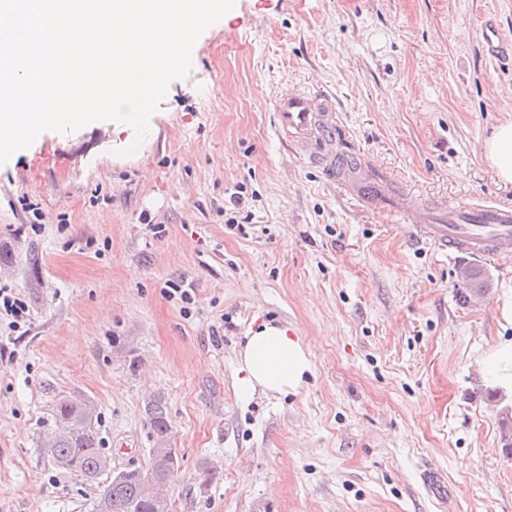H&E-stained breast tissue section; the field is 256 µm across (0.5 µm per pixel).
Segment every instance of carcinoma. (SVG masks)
Returning <instances> with one entry per match:
<instances>
[{"label":"carcinoma","mask_w":512,"mask_h":512,"mask_svg":"<svg viewBox=\"0 0 512 512\" xmlns=\"http://www.w3.org/2000/svg\"><path fill=\"white\" fill-rule=\"evenodd\" d=\"M155 442L162 445L170 431L166 402L152 395L145 402ZM96 409L70 397L59 398L52 408L48 440L43 444L49 464L66 473L87 480L97 479L106 471L109 456L102 447ZM155 457H150L148 471L128 468L120 481L110 480L92 503V512H98L105 500L111 512H158L153 496Z\"/></svg>","instance_id":"cac0c4a2"}]
</instances>
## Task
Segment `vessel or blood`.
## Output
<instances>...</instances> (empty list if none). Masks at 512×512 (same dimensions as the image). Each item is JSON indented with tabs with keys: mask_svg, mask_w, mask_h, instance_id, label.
I'll list each match as a JSON object with an SVG mask.
<instances>
[{
	"mask_svg": "<svg viewBox=\"0 0 512 512\" xmlns=\"http://www.w3.org/2000/svg\"><path fill=\"white\" fill-rule=\"evenodd\" d=\"M275 131L286 142L295 144L329 179L337 180L342 193L364 197L374 192L373 179L355 176L338 179L336 145L346 134L336 113L326 108V99L312 90L279 97L275 103ZM393 210L405 223L429 238L434 247L458 261L491 259L502 270L512 269V208L491 204L473 205L449 213L442 224L426 223L421 212L409 210L406 203Z\"/></svg>",
	"mask_w": 512,
	"mask_h": 512,
	"instance_id": "1",
	"label": "vessel or blood"
}]
</instances>
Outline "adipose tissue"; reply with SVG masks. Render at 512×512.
Wrapping results in <instances>:
<instances>
[{
    "label": "adipose tissue",
    "mask_w": 512,
    "mask_h": 512,
    "mask_svg": "<svg viewBox=\"0 0 512 512\" xmlns=\"http://www.w3.org/2000/svg\"><path fill=\"white\" fill-rule=\"evenodd\" d=\"M498 179L512 183V120L500 123L482 144ZM311 370L303 338L285 325H264L247 336L237 356V391L241 398L297 392Z\"/></svg>",
    "instance_id": "obj_1"
}]
</instances>
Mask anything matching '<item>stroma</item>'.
<instances>
[{
  "mask_svg": "<svg viewBox=\"0 0 512 512\" xmlns=\"http://www.w3.org/2000/svg\"><path fill=\"white\" fill-rule=\"evenodd\" d=\"M489 22L512 47V0H235L135 155L115 154L130 126L96 122L0 166V285L30 310L0 335V512H90L101 484L41 450L68 395L96 406L116 470L147 469L144 405L164 397L172 512H512L484 368L512 342V275L485 265L467 305L454 258L387 206H512L482 153L512 115ZM300 87L334 106L382 198H343L275 135L274 100ZM268 322L309 343L312 370L244 400L236 352Z\"/></svg>",
  "mask_w": 512,
  "mask_h": 512,
  "instance_id": "35a3bbf8",
  "label": "stroma"
}]
</instances>
